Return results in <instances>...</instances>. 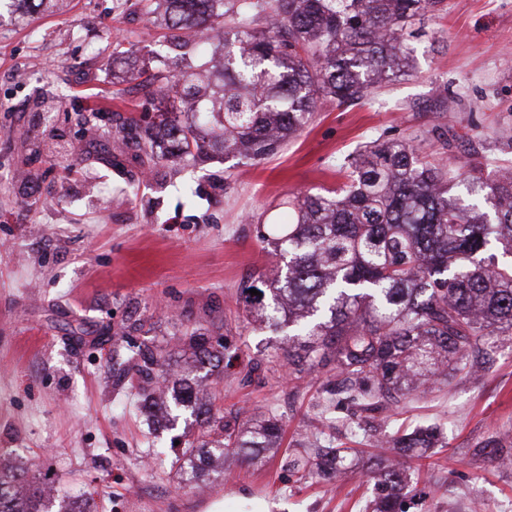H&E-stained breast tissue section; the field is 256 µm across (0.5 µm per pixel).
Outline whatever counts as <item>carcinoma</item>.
Returning a JSON list of instances; mask_svg holds the SVG:
<instances>
[{
	"label": "carcinoma",
	"instance_id": "1",
	"mask_svg": "<svg viewBox=\"0 0 512 512\" xmlns=\"http://www.w3.org/2000/svg\"><path fill=\"white\" fill-rule=\"evenodd\" d=\"M175 31L174 47L152 57L161 82L157 115L138 149L152 163L194 160L204 151L256 165L310 123L319 101L358 103L409 75L415 21L445 0H141ZM131 50L112 41V78ZM336 191L289 193L288 223H264L263 241L281 259L242 288L269 327L288 328V368L336 365L330 394L366 412L469 368V352L512 339V172L484 182L454 164L423 160L414 146L376 140L348 160ZM255 289L259 294L253 295ZM190 368L214 374L226 352L192 332ZM146 384L171 386V400L142 385L145 409L173 403L199 429L183 456L192 479L239 454L252 461L282 440L272 415L239 427L203 401V386L171 379V357L139 353ZM437 429L417 425L394 445L422 457ZM351 448H318L323 470L352 468ZM34 458L0 463V512H93L91 494L56 498L36 481ZM372 512H404L411 475L387 461L369 472Z\"/></svg>",
	"mask_w": 512,
	"mask_h": 512
}]
</instances>
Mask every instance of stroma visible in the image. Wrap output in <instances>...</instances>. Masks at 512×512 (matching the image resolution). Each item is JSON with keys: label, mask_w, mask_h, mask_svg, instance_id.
<instances>
[{"label": "stroma", "mask_w": 512, "mask_h": 512, "mask_svg": "<svg viewBox=\"0 0 512 512\" xmlns=\"http://www.w3.org/2000/svg\"><path fill=\"white\" fill-rule=\"evenodd\" d=\"M415 27L412 75L351 107L322 100L262 164L149 166L121 149L120 130L143 129L156 111L143 72L169 31L139 0H63L27 20L0 8V454L41 457L42 481L64 475L66 492H91L97 512H369L367 471L396 457L397 425L436 424L446 445L408 512H512V465L477 452L495 436L512 446V342L403 399L398 419L346 401L325 413L334 365L300 376L271 367L288 331L253 328L240 297L273 260L255 217L286 194L342 185L345 158L368 142L405 141L435 163L462 155L487 181L512 167V0H445ZM116 36L133 46L120 83ZM196 329L240 356L209 380L225 419L273 414L283 425L279 447L252 462L226 456L203 493L171 441L196 424L182 417L171 431L148 418L134 375L136 351L155 345L181 370ZM317 444L356 449L351 472H289L291 455Z\"/></svg>", "instance_id": "stroma-1"}]
</instances>
